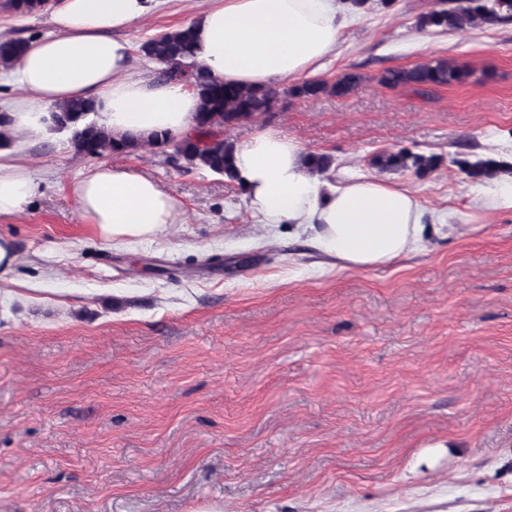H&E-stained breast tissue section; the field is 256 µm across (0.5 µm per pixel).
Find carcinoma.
Returning a JSON list of instances; mask_svg holds the SVG:
<instances>
[{
    "instance_id": "cac0c4a2",
    "label": "carcinoma",
    "mask_w": 512,
    "mask_h": 512,
    "mask_svg": "<svg viewBox=\"0 0 512 512\" xmlns=\"http://www.w3.org/2000/svg\"><path fill=\"white\" fill-rule=\"evenodd\" d=\"M46 0H5L3 9L23 15L42 10ZM512 21V0H436L435 8L420 18L423 27L443 31L463 30L479 22L508 23ZM25 46L20 39L0 41V68L10 69ZM139 51L152 61L153 74L159 80L184 78L198 89L200 106L197 127L193 135L175 142L177 152L197 169L232 178L231 159L235 144L224 138L223 129L271 111L277 92L271 88L256 89L226 84L207 76L194 61L193 35L188 27L164 32L141 44ZM468 73L446 59L411 68L388 69L380 77L387 87L410 86L429 97L434 89L461 83ZM358 82V76L346 74L329 85L309 82L291 90L296 96H314L327 91L337 95L348 93ZM94 105L84 100H70L55 107L54 118L60 129L71 134L76 152L87 157H102L113 153H133L149 145L160 147L172 142L167 136L135 141L118 138L112 131L89 118ZM371 165L386 172L412 170L418 175L433 171L438 161L434 156L413 153L406 149L387 151L372 157ZM503 164L479 160L468 165L466 172L474 179L495 176Z\"/></svg>"
}]
</instances>
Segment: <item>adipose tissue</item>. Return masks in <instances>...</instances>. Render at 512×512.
Wrapping results in <instances>:
<instances>
[{
    "mask_svg": "<svg viewBox=\"0 0 512 512\" xmlns=\"http://www.w3.org/2000/svg\"><path fill=\"white\" fill-rule=\"evenodd\" d=\"M154 2L62 0L52 15L56 34L28 43L11 71L19 95L8 109V132L28 142L52 136L54 105L85 99L93 103L98 123L116 136L191 135L196 89L182 81L131 76L132 47L118 36L144 21ZM349 13L341 0H211L186 25L209 76L268 88L318 71L335 50ZM233 175L249 199L255 234L276 224L304 226L340 267L381 266L426 247L415 190L376 176L332 183L312 170L301 142L275 131H255L237 144ZM35 190L27 167L12 151H0V215L20 212ZM72 196L106 243L156 242L182 230V203L128 166L99 165L74 182ZM470 208L485 218L512 211V173L485 180Z\"/></svg>",
    "mask_w": 512,
    "mask_h": 512,
    "instance_id": "adipose-tissue-1",
    "label": "adipose tissue"
}]
</instances>
